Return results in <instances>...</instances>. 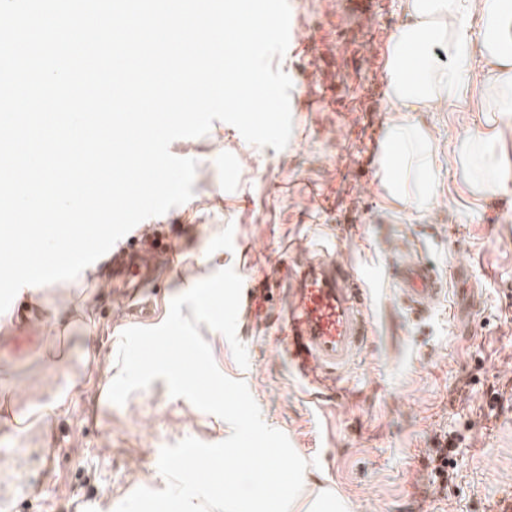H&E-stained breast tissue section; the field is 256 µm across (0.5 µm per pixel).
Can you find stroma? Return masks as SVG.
Masks as SVG:
<instances>
[{"label": "stroma", "instance_id": "obj_1", "mask_svg": "<svg viewBox=\"0 0 512 512\" xmlns=\"http://www.w3.org/2000/svg\"><path fill=\"white\" fill-rule=\"evenodd\" d=\"M289 5L295 35L277 64L292 81L290 141L280 151L257 147L217 120L207 135L171 144L198 167L188 202L137 226L159 229L173 246L141 296L147 325L165 321L193 278L233 268L270 291L255 321L237 317L248 368L224 335L203 323L198 331L219 370L246 382L265 423L352 512H512V112L492 109L483 27L469 30L465 92L397 116L388 47L407 21L406 0ZM396 116L431 136L439 185L427 201L395 199L381 166L365 163ZM477 133L503 163L492 192L477 177ZM412 246L448 281L420 313L384 274ZM318 247L378 272L365 348L332 389L302 380L274 334L277 270ZM94 268L84 285L16 295L0 313V512H115L136 488L164 489L163 446L231 432L160 378L124 405L109 400L121 334L136 321L114 292L109 258ZM18 336L30 339L19 350ZM447 436L459 441L456 467L436 483L428 457Z\"/></svg>", "mask_w": 512, "mask_h": 512}]
</instances>
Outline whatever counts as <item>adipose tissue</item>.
Instances as JSON below:
<instances>
[{"label":"adipose tissue","instance_id":"obj_1","mask_svg":"<svg viewBox=\"0 0 512 512\" xmlns=\"http://www.w3.org/2000/svg\"><path fill=\"white\" fill-rule=\"evenodd\" d=\"M408 21L388 47L389 86L395 111L410 103L428 104L457 93L468 82L471 43L467 25L479 15L483 56L493 81L494 104L512 112V0H407ZM439 45L449 67L429 53ZM415 165L424 195L435 194V158L428 134L420 127L392 124L388 131L387 165L395 172L392 194L408 195L407 165ZM242 449L228 448L219 456L224 475L222 512H351L352 505L330 490L311 484L309 469L279 464L259 469L242 463Z\"/></svg>","mask_w":512,"mask_h":512}]
</instances>
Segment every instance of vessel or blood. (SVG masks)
<instances>
[{
    "label": "vessel or blood",
    "instance_id": "vessel-or-blood-1",
    "mask_svg": "<svg viewBox=\"0 0 512 512\" xmlns=\"http://www.w3.org/2000/svg\"><path fill=\"white\" fill-rule=\"evenodd\" d=\"M387 274L398 295L418 307L447 290L446 280L418 250L395 259ZM363 284L361 277L327 254L289 272L280 341L309 382L340 381L362 351L367 337Z\"/></svg>",
    "mask_w": 512,
    "mask_h": 512
}]
</instances>
